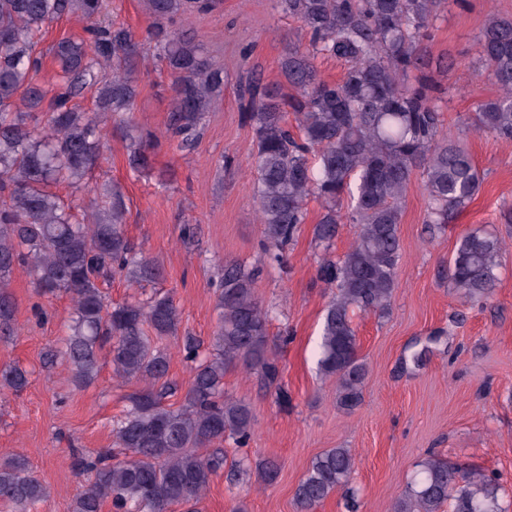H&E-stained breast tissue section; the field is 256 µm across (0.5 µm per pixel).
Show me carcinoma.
I'll return each mask as SVG.
<instances>
[{
	"instance_id": "cac0c4a2",
	"label": "carcinoma",
	"mask_w": 512,
	"mask_h": 512,
	"mask_svg": "<svg viewBox=\"0 0 512 512\" xmlns=\"http://www.w3.org/2000/svg\"><path fill=\"white\" fill-rule=\"evenodd\" d=\"M281 13L301 22L307 43H293L278 60L282 80L269 84L252 72L240 86L243 120L254 130L257 152L252 197L265 247L273 259L305 223L306 201L323 205L315 240L329 247L342 223L357 226L356 238L338 261L324 260L318 276L337 294L324 318L318 366L336 379L337 405L355 410L362 401L366 365L358 354L350 316L354 308L382 312L396 288L400 260L398 224L406 192L421 172L428 195L425 223L446 224L479 192L483 176L458 140L441 133L447 89L435 77L428 30L442 0H273ZM149 20L153 59L172 77L166 136L191 146L205 114L224 92V68L204 42L173 25L178 15L208 13L219 0H142ZM106 0H0V336L16 332L15 305L6 291L14 268L27 263L43 294L64 293L72 302L64 350L46 363L66 364L71 383L89 386L106 347L113 374L144 387L112 427L113 447L73 455L85 476L73 512H168L182 506L199 512L211 477L226 464L224 436L244 447L254 415L242 399L226 395L224 374L239 361L268 384H279L280 367L268 354L271 311L254 293L258 270L237 261L224 264L215 285L221 326L212 352L182 338L191 363L186 386L169 378V361L158 341L175 334L181 311L168 294L108 303L100 284L119 274L137 286L163 278L162 266L143 256L125 233L120 191L107 206H90L76 219L51 186L80 191L96 166L111 130L131 142L128 164L152 169L158 138L132 134L129 120L137 97L141 51L133 33L109 21ZM86 21L84 36L61 39L50 49L60 71L49 83L38 75L35 53L46 27L64 16ZM320 55L344 61L336 82L324 79ZM476 65L499 87L477 103L471 126L512 139V14H491L477 37ZM95 93L94 111L76 104ZM294 122H288V115ZM351 208L342 211L344 195ZM501 240L480 230L464 234L449 261L457 291L488 296L497 281ZM28 384L20 367L0 371V390ZM184 391L178 407L166 400ZM354 459L347 448L315 457L300 479L297 512L309 510L348 482ZM416 486L394 512H502L498 477L465 470L435 455L420 462ZM47 488L16 455L0 464V501L31 512Z\"/></svg>"
}]
</instances>
